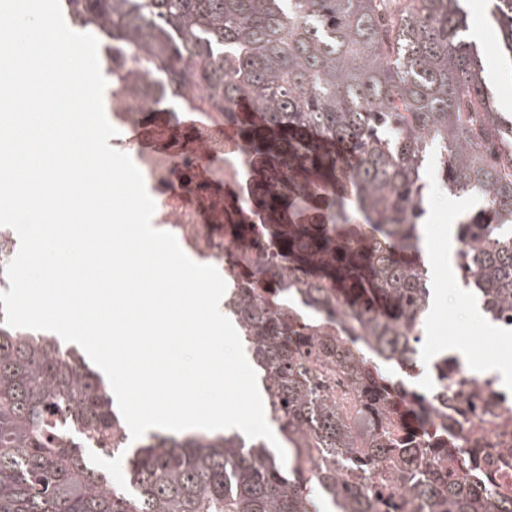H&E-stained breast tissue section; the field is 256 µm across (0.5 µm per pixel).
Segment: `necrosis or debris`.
I'll use <instances>...</instances> for the list:
<instances>
[{
    "label": "necrosis or debris",
    "instance_id": "obj_1",
    "mask_svg": "<svg viewBox=\"0 0 512 512\" xmlns=\"http://www.w3.org/2000/svg\"><path fill=\"white\" fill-rule=\"evenodd\" d=\"M165 100L161 90H145L133 79L113 87L107 118L118 134L109 144L129 154L142 172L155 203L153 224L172 233L195 262L235 275L242 269V247L216 226L229 206L238 222L262 219L250 204L261 179L245 141L227 140L225 123L185 128L155 119ZM202 166L209 170L204 179L197 176ZM434 383L447 388L448 405L423 413L430 431L447 434L453 447L431 454L432 469L474 476L482 493L497 498L504 487L512 488V385L474 377L453 357L435 369Z\"/></svg>",
    "mask_w": 512,
    "mask_h": 512
}]
</instances>
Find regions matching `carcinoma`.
<instances>
[{
    "label": "carcinoma",
    "instance_id": "cac0c4a2",
    "mask_svg": "<svg viewBox=\"0 0 512 512\" xmlns=\"http://www.w3.org/2000/svg\"><path fill=\"white\" fill-rule=\"evenodd\" d=\"M72 25L121 56L112 81L159 73L189 108L235 125L262 178L266 224H226L251 242L224 297L262 372L281 462L239 435L151 434L133 450L104 380L49 336L0 333V512H391L402 482L410 512H492L470 480L425 465L424 400L414 373L431 295L421 259V171L482 207L456 224L461 277L482 306L512 320V119L494 111L462 0H67ZM488 20L512 66V0ZM253 111L242 112V103ZM334 189L308 194L302 183ZM313 310L308 321L274 298ZM353 376L337 399L335 381ZM380 420L351 441L345 416ZM117 457L118 490L87 454ZM382 469L346 474L348 453Z\"/></svg>",
    "mask_w": 512,
    "mask_h": 512
}]
</instances>
